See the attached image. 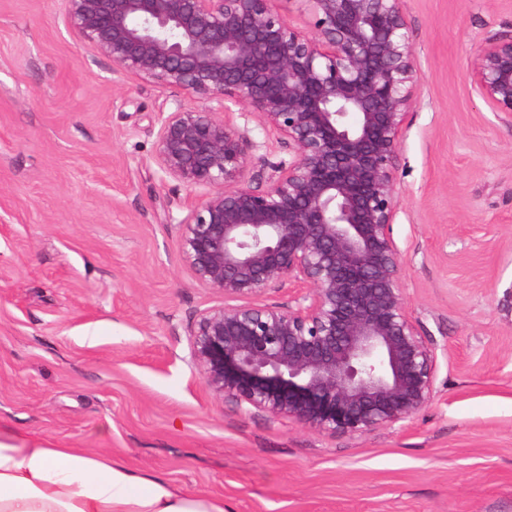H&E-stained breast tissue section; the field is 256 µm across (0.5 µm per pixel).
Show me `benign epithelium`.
I'll list each match as a JSON object with an SVG mask.
<instances>
[{"instance_id": "7a95c632", "label": "benign epithelium", "mask_w": 512, "mask_h": 512, "mask_svg": "<svg viewBox=\"0 0 512 512\" xmlns=\"http://www.w3.org/2000/svg\"><path fill=\"white\" fill-rule=\"evenodd\" d=\"M272 2L66 0L64 24L112 72L233 103L280 135L290 159L256 178L257 144L226 113L160 119L159 170L201 190L180 221L184 261L224 295L190 329L191 358L220 399L362 434L414 418L433 392L393 236L412 34L403 0H297L309 32ZM471 82L512 115V36L478 46ZM284 286L294 304L262 300Z\"/></svg>"}]
</instances>
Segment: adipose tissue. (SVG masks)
<instances>
[{"label":"adipose tissue","mask_w":512,"mask_h":512,"mask_svg":"<svg viewBox=\"0 0 512 512\" xmlns=\"http://www.w3.org/2000/svg\"><path fill=\"white\" fill-rule=\"evenodd\" d=\"M0 512H225L223 497L185 491L87 448L0 427Z\"/></svg>","instance_id":"obj_1"}]
</instances>
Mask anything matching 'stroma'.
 <instances>
[{
  "mask_svg": "<svg viewBox=\"0 0 512 512\" xmlns=\"http://www.w3.org/2000/svg\"><path fill=\"white\" fill-rule=\"evenodd\" d=\"M64 0H0V424L223 497L228 512H512V116L473 90L512 0H404L420 80L393 224L436 354L412 420L329 434L215 398L189 330L222 305L181 252L194 193L159 119L196 96L113 73Z\"/></svg>",
  "mask_w": 512,
  "mask_h": 512,
  "instance_id": "obj_1",
  "label": "stroma"
}]
</instances>
